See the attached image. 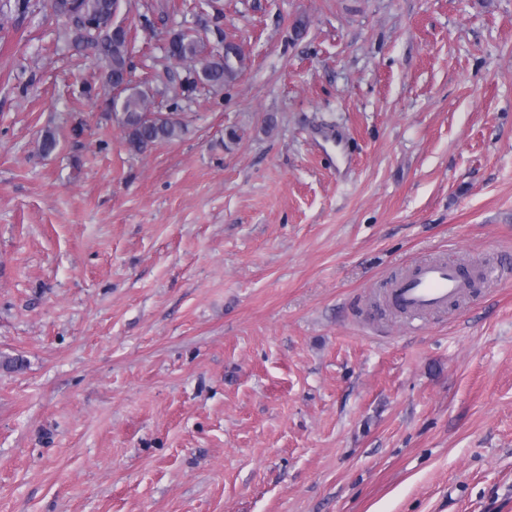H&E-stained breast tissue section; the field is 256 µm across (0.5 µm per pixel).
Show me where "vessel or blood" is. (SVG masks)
<instances>
[{"instance_id": "b4317fda", "label": "vessel or blood", "mask_w": 512, "mask_h": 512, "mask_svg": "<svg viewBox=\"0 0 512 512\" xmlns=\"http://www.w3.org/2000/svg\"><path fill=\"white\" fill-rule=\"evenodd\" d=\"M468 288L457 268L441 260L424 262L399 279L390 291L392 303L414 314L447 306Z\"/></svg>"}]
</instances>
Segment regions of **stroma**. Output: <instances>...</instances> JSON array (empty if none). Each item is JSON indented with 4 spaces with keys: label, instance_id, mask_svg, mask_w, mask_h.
Listing matches in <instances>:
<instances>
[{
    "label": "stroma",
    "instance_id": "1",
    "mask_svg": "<svg viewBox=\"0 0 512 512\" xmlns=\"http://www.w3.org/2000/svg\"><path fill=\"white\" fill-rule=\"evenodd\" d=\"M12 2L0 512H512V0H223L246 69L141 154ZM116 19L168 111L199 0ZM437 256L482 280L383 306Z\"/></svg>",
    "mask_w": 512,
    "mask_h": 512
}]
</instances>
